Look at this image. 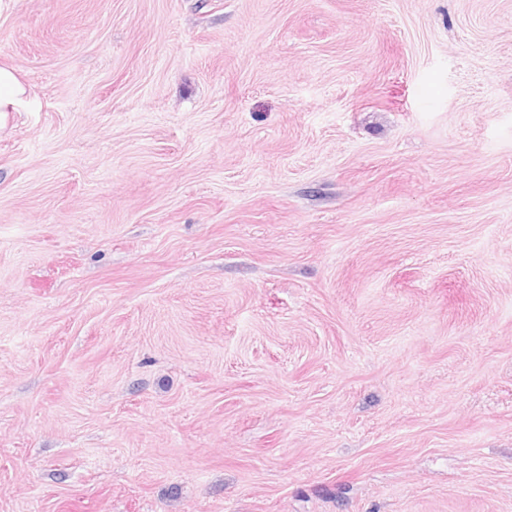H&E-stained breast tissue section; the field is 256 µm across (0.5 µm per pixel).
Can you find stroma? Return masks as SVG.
I'll list each match as a JSON object with an SVG mask.
<instances>
[{
  "instance_id": "stroma-1",
  "label": "stroma",
  "mask_w": 512,
  "mask_h": 512,
  "mask_svg": "<svg viewBox=\"0 0 512 512\" xmlns=\"http://www.w3.org/2000/svg\"><path fill=\"white\" fill-rule=\"evenodd\" d=\"M0 512H512V0H0ZM28 102V88L18 71L0 66V114L19 112Z\"/></svg>"
}]
</instances>
